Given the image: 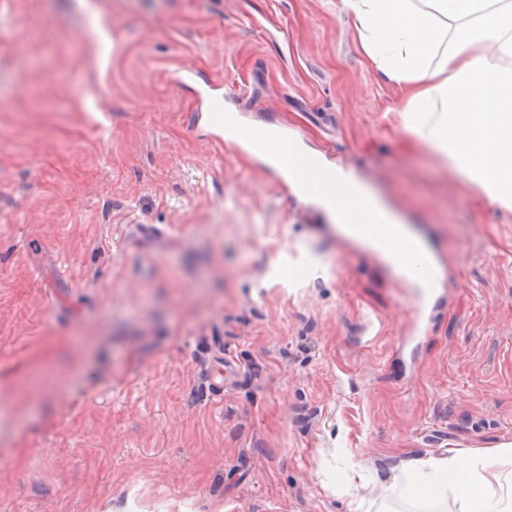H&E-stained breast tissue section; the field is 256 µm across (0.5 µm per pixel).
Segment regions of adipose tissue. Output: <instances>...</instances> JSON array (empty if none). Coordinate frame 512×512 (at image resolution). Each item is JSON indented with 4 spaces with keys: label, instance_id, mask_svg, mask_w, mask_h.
<instances>
[{
    "label": "adipose tissue",
    "instance_id": "obj_1",
    "mask_svg": "<svg viewBox=\"0 0 512 512\" xmlns=\"http://www.w3.org/2000/svg\"><path fill=\"white\" fill-rule=\"evenodd\" d=\"M375 72L404 93L403 129L490 207L512 211V0H339ZM410 495L512 512V446L416 458Z\"/></svg>",
    "mask_w": 512,
    "mask_h": 512
}]
</instances>
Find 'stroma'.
Listing matches in <instances>:
<instances>
[{
    "instance_id": "stroma-1",
    "label": "stroma",
    "mask_w": 512,
    "mask_h": 512,
    "mask_svg": "<svg viewBox=\"0 0 512 512\" xmlns=\"http://www.w3.org/2000/svg\"><path fill=\"white\" fill-rule=\"evenodd\" d=\"M210 94L424 236L436 305L213 139ZM397 104L336 0L0 6V512H460L394 468L512 443V212Z\"/></svg>"
}]
</instances>
